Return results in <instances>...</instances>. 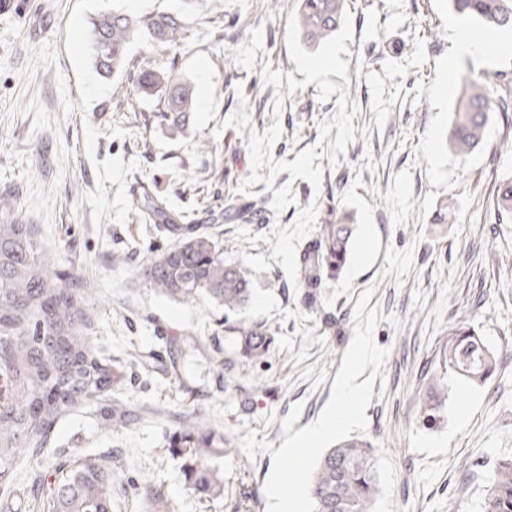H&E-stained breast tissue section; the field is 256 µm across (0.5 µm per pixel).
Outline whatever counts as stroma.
<instances>
[{
	"instance_id": "1",
	"label": "stroma",
	"mask_w": 512,
	"mask_h": 512,
	"mask_svg": "<svg viewBox=\"0 0 512 512\" xmlns=\"http://www.w3.org/2000/svg\"><path fill=\"white\" fill-rule=\"evenodd\" d=\"M299 0L269 15L265 0H194L188 38L175 72L194 86L198 108L188 133L156 116V97L131 92L118 101L114 82L94 70L89 20L120 7L135 14L177 10L182 0H15L0 13V194L16 196L45 251L91 281L88 331L115 362L130 349L157 350L180 376L130 378L116 396L130 424L107 432L92 407L68 409L46 447V460L27 459L29 475L49 485L87 458L112 460V512H236L243 494L266 512L264 485L272 457L248 460L233 448L222 463L224 494L187 490L179 461L161 433L201 407L213 427L281 447V421L301 404L295 429L314 422L331 397L354 331V307L366 288L379 307L374 330L388 348L383 381L373 385L365 434L377 450L380 492L374 512H480L486 480L512 456V214L499 212L496 189L512 178V123L491 114L483 144L466 156L447 141L464 80L512 82V55L445 65L458 32L469 23L448 0H348V102L357 113L355 140L338 166L320 158L322 186L280 173L296 202L271 208L265 183L239 192L251 163L242 131L279 124L275 160L294 161L333 118L335 100L320 102L316 84L285 97L274 114V86L264 66L302 80L291 61L286 29ZM248 38H238L236 26ZM187 223L208 227L228 260L241 262L253 288L244 316L265 322L275 344L266 363L239 361L240 380L262 377L265 389L250 411L224 392L217 362L228 345L231 314L210 300L184 304L139 279L141 251L160 252L164 236L130 208L140 183ZM316 203L355 227L347 265L315 293L293 285L262 237L288 226ZM451 203L447 223L436 221ZM244 228L257 244L235 238ZM129 262L112 254L130 249ZM397 315L402 328L387 322ZM466 321L499 353L481 385L449 380L436 424H426L419 389L439 368L449 326Z\"/></svg>"
}]
</instances>
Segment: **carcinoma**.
I'll return each instance as SVG.
<instances>
[{
	"label": "carcinoma",
	"instance_id": "obj_1",
	"mask_svg": "<svg viewBox=\"0 0 512 512\" xmlns=\"http://www.w3.org/2000/svg\"><path fill=\"white\" fill-rule=\"evenodd\" d=\"M454 14L480 31H512V0H448ZM346 0H300L296 18L299 36L310 48L319 46L341 27ZM188 21L181 12H156L135 16L120 8L102 12L90 21V51L95 70L114 77L131 73L137 89L165 88L157 113L173 128L186 131L197 109L191 83L177 77L168 58L188 38ZM142 44L138 64L130 65V49ZM484 83L464 81L457 99L449 141L466 156L484 141L492 103L512 112V85L489 96ZM147 223L170 237L158 255H145L137 275L154 290L180 302L194 304L203 297L219 302L228 312L243 309L251 285L241 264L224 260L214 237L196 224H173L174 214L165 201L143 192L133 202ZM497 207L512 213V179L498 184ZM353 228L330 216L302 251L298 280L305 288H319L336 278L344 267ZM91 284L71 272L55 268L43 250L34 225L26 223L15 196L0 194V380L8 394L0 398V484L10 493L14 483L10 468L20 452L43 447L61 413L76 404L93 405L101 424L127 422L128 413L107 393L121 384L127 372L148 377L160 369L153 354L130 353L116 366L94 349L86 334V300ZM232 357L261 362L270 352L272 337L258 320L240 318L224 326ZM440 364L424 389V407L442 402L448 375L482 382L496 369L498 355L475 330L461 321L448 330ZM224 391L247 401V393L262 391L259 382L244 386L224 375ZM228 430L206 426L202 410L195 407L180 420L169 447L182 462L187 488L208 497L224 495L221 462L234 447ZM375 449L366 441L351 439L327 449L315 471L311 497L316 512H372L379 493ZM53 512H111L112 466L90 458L72 469L51 492ZM482 512H512V457L498 460L489 478Z\"/></svg>",
	"mask_w": 512,
	"mask_h": 512
}]
</instances>
